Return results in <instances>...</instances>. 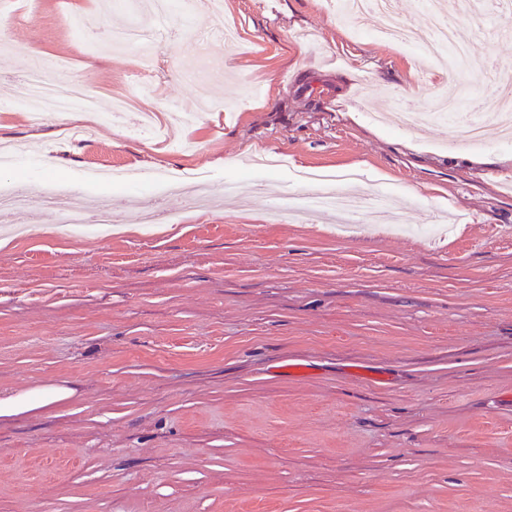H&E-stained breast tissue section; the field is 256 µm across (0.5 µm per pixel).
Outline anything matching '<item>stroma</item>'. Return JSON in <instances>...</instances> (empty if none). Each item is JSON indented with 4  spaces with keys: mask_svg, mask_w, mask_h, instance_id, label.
<instances>
[{
    "mask_svg": "<svg viewBox=\"0 0 512 512\" xmlns=\"http://www.w3.org/2000/svg\"><path fill=\"white\" fill-rule=\"evenodd\" d=\"M241 39L201 41L209 0L169 16L148 75L110 32L155 10L101 0H10L0 92L32 62L65 86L89 79L139 97L136 112L64 137L83 113L32 124L0 108V190L78 191L116 225L79 231L32 203L0 211V392L62 380L78 394L0 420V512H512V156L493 121L481 147L447 123L408 130L369 115L398 99L429 110L438 74L418 49L346 24L329 0H222ZM83 16L87 32L69 28ZM470 33L464 97L494 113L489 55L512 66L502 20L460 15ZM253 153L287 167L244 173ZM236 166H225L226 157ZM148 173L121 188L92 169ZM182 193L159 195L154 176ZM354 172L392 197L400 224L340 228L333 212L224 187L250 177L303 196L311 174ZM166 213L142 223L148 205ZM303 364L305 374L284 373Z\"/></svg>",
    "mask_w": 512,
    "mask_h": 512,
    "instance_id": "stroma-1",
    "label": "stroma"
}]
</instances>
